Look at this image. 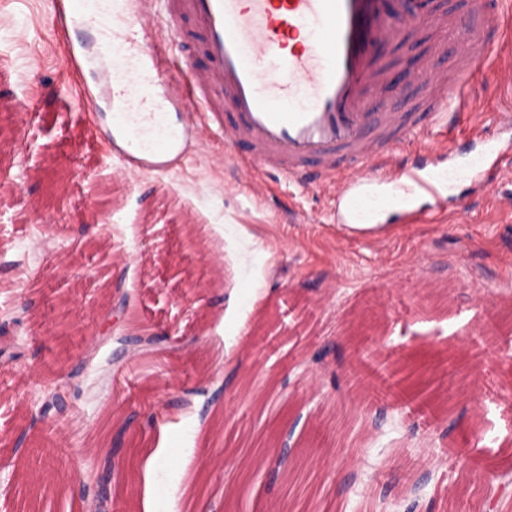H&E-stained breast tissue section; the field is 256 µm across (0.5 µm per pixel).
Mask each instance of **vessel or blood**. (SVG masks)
Wrapping results in <instances>:
<instances>
[{"mask_svg":"<svg viewBox=\"0 0 512 512\" xmlns=\"http://www.w3.org/2000/svg\"><path fill=\"white\" fill-rule=\"evenodd\" d=\"M79 31H101V0H75ZM168 37L201 55L166 82L152 75L157 41L150 21L131 14L116 47L121 67L112 85L118 107L112 138L127 159L150 171L186 154L201 131L245 146L241 166L269 171L289 183L336 187L335 221L374 222L372 205L383 187L411 183L416 195L441 199L453 170L438 169L425 154H401L407 140L452 135L467 105L472 80L498 71L512 87V67L495 66L490 53L512 34V0L461 19L433 0H157ZM447 31L463 50L447 72L423 77L411 108L375 110L386 93L381 45L398 41L423 22ZM182 114L170 130L163 107ZM512 154L494 143L468 161L474 183L499 172Z\"/></svg>","mask_w":512,"mask_h":512,"instance_id":"obj_1","label":"vessel or blood"}]
</instances>
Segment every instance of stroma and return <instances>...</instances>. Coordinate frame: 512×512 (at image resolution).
<instances>
[{
    "label": "stroma",
    "instance_id": "35a3bbf8",
    "mask_svg": "<svg viewBox=\"0 0 512 512\" xmlns=\"http://www.w3.org/2000/svg\"><path fill=\"white\" fill-rule=\"evenodd\" d=\"M64 2L0 0V339L23 351L0 361V512H30L33 492L37 512H142L150 448L187 462L160 465L153 512H280L287 498L296 512H381L384 483L405 512L420 448L433 451L435 512H512V169L486 191L465 180L420 198L413 217L390 208L384 232L344 240L333 187L239 170L207 132L160 173L108 162L99 112L69 114L84 78L64 65L76 33ZM380 57L394 75L445 67L448 48L425 24ZM469 98L452 139L414 148L499 139L512 92L485 74ZM124 292L121 323L177 349L114 368L104 346L74 419L31 429L43 383L81 364ZM210 379L223 397L182 416L183 390ZM379 406L381 427L356 424ZM109 413L127 473L92 507L77 491L92 448L112 447L99 431ZM469 427L486 438L460 461L449 450ZM357 472L363 484L343 486ZM496 476L509 488L491 511L481 489Z\"/></svg>",
    "mask_w": 512,
    "mask_h": 512
}]
</instances>
